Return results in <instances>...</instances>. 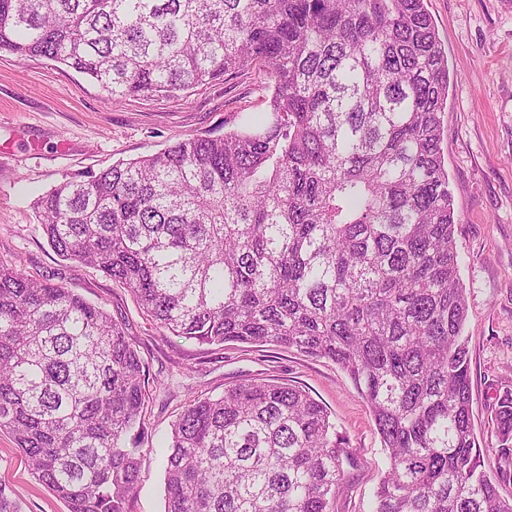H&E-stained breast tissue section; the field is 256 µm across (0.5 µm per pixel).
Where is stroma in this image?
Instances as JSON below:
<instances>
[{
	"label": "stroma",
	"mask_w": 512,
	"mask_h": 512,
	"mask_svg": "<svg viewBox=\"0 0 512 512\" xmlns=\"http://www.w3.org/2000/svg\"><path fill=\"white\" fill-rule=\"evenodd\" d=\"M427 9L448 55L441 148L468 301L473 423L485 451L496 445L495 390L512 383V0H427ZM272 86L264 70L253 68L175 100L113 102L73 70L0 52V261L106 309L143 359L142 484L129 512H164L165 437L189 401L218 396L244 380L297 381L326 406L350 453L334 512H369L387 468L371 413L338 365L295 350L267 358L245 343L200 345L172 336L147 317L128 288L59 257L33 208L63 180L158 152L183 136L236 128L239 115L267 109ZM0 486L21 512H66L3 431Z\"/></svg>",
	"instance_id": "obj_1"
}]
</instances>
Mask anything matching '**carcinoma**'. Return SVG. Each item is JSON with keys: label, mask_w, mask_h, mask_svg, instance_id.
Instances as JSON below:
<instances>
[{"label": "carcinoma", "mask_w": 512, "mask_h": 512, "mask_svg": "<svg viewBox=\"0 0 512 512\" xmlns=\"http://www.w3.org/2000/svg\"><path fill=\"white\" fill-rule=\"evenodd\" d=\"M2 51L112 100L265 68L262 117L54 186L34 203L43 235L173 336L340 365L388 459L372 512H512V387L493 474L472 421L448 56L426 0H0ZM146 383L107 311L0 262V431L67 512H127ZM347 461L301 384L240 382L172 423L164 512H333Z\"/></svg>", "instance_id": "cac0c4a2"}]
</instances>
